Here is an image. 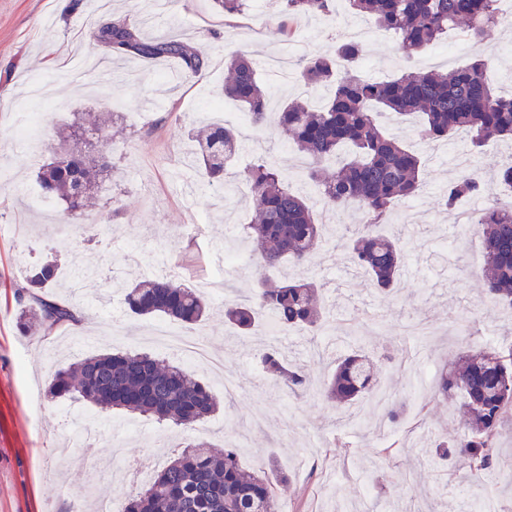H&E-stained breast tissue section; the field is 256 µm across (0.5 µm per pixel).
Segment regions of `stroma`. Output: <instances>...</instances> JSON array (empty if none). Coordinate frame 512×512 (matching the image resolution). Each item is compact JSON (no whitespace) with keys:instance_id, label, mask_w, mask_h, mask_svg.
<instances>
[{"instance_id":"stroma-1","label":"stroma","mask_w":512,"mask_h":512,"mask_svg":"<svg viewBox=\"0 0 512 512\" xmlns=\"http://www.w3.org/2000/svg\"><path fill=\"white\" fill-rule=\"evenodd\" d=\"M333 25L323 18L303 16L291 28L301 51L327 48L332 32L349 25L363 27L367 36L364 66L358 74L383 81L405 71L426 68V55L405 60L398 38L378 32L372 18L353 15L346 0H336ZM275 0H268L262 17L246 14L226 20L211 0H0V224L14 225L0 237V512H92L97 501L125 500L133 487L109 473L90 475L83 454L59 415L60 402L46 395L58 366L79 361L90 352L148 353L165 361L177 356L154 337L166 323L184 335H202L235 385L225 395L204 366L191 371L211 385L220 409L193 428L171 427L155 417L115 412L108 426L97 429V458L116 464L140 462L160 471L193 442L214 450L236 448L240 463L251 470L273 468L286 483L277 487L285 512H512V492L505 484L480 489L466 478L467 462L458 457L436 462L424 452L427 436L440 431L460 433L465 414L458 402L433 394V381L443 366L453 365L465 347H497L512 343V314L485 307L482 272L470 269L481 242L454 243L450 226L454 213L441 204L442 190L454 173L436 161L435 151L470 154L491 172L512 158L501 143L473 152L465 134L447 141L424 139L419 119L390 125L391 133L424 159L423 191L399 200L396 212L412 208L411 226L381 225V234L398 239L403 252L398 290L379 294L366 274H355L334 226H327L328 243L299 272L324 284L320 292L329 310L327 325L312 333L286 329L283 336L249 333L214 317L203 325L140 317L126 304L100 305L103 278L147 276L152 267L169 264L186 285L217 274L218 247L244 238L253 208L244 197L225 199L223 193L198 187L186 195L192 178L185 169L188 133L220 123L225 112L239 111L224 99L228 72L225 44L246 52L270 97L266 133H243L239 164L266 157L282 168L285 183L303 191L313 209L319 196L307 186L296 167L293 146L278 127V112L291 98L318 105L323 90L296 80L281 81L267 66L274 54L290 51ZM121 17L139 22L149 37L179 36L190 40L209 59L197 76L166 81L177 65L170 60L144 61L114 57L100 48L93 35L92 16ZM447 46L456 54L454 66L475 58L488 61L496 88L512 92V31L502 29L490 41L466 40L462 29L449 32ZM111 61L121 76L112 80L97 68ZM223 101L225 112L209 111ZM78 112L112 115L115 166L107 191L82 217L87 229L61 243L60 273L53 296L83 306L80 332L96 337L93 349L64 342L62 331L48 336L23 333L16 323L15 283L28 262L47 251L61 236L60 207L43 205L37 196L36 172L60 146V129ZM115 223H107L109 211ZM276 345L299 359L313 384L330 373L332 357L354 345L365 351L393 355L377 375L376 390H389L404 402L399 421L385 425L384 436L371 434L383 411L371 398L346 409L311 393L294 395L264 376L259 355ZM396 472L398 482L380 488L381 470Z\"/></svg>"}]
</instances>
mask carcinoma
<instances>
[{"mask_svg":"<svg viewBox=\"0 0 512 512\" xmlns=\"http://www.w3.org/2000/svg\"><path fill=\"white\" fill-rule=\"evenodd\" d=\"M284 16H332L334 0H276ZM498 0H348L352 10L373 17L379 28L400 37L399 48L409 60L435 46L448 30L467 25L466 37L480 41L498 23ZM226 17L243 14L247 0H212ZM94 39L119 56L146 60L175 59L182 73L197 75L206 58L188 40L174 37L148 39L134 23L104 20ZM362 44L342 38L324 50L300 60L298 79L306 86L326 87L327 101L319 108L292 99L278 113L279 123L291 137L304 161L305 178L316 188L323 206L344 212L354 206L364 223L346 227L349 250L358 266L381 293L392 291L403 264L398 241L375 234L372 227L393 214L395 203L418 194L425 165L419 155L401 145L378 119L386 114L404 121L416 112L424 115L423 136L448 140L460 131L480 152L489 144L512 139V94L504 95L491 83L481 59L445 70L405 72L388 81H368L354 66ZM224 63L232 73L224 96L240 103L250 114L255 132L263 131L270 95L247 54L224 49ZM67 136L102 144L94 156L80 146L43 164L36 176L40 194L62 206L69 235L77 237L79 219L87 201L98 194L104 176L114 166L111 132L96 112L81 113L68 125ZM190 152L193 176L222 192L238 182L249 186L254 217L247 226L250 251L256 257L260 287L248 300L224 303V319L242 331L250 330L264 312L274 314L280 326L319 330L329 320L317 305L322 284L314 279L271 282L266 273L283 265L306 264L323 243V225L298 190L285 185L281 169L258 158L228 176L239 146V132L210 124L194 137ZM348 146L353 157L327 174L323 163ZM482 179L461 174L448 181L442 201L452 208L462 198L480 194ZM476 230L483 243L486 294L512 310V210L482 211ZM58 263L47 257L26 272L17 292L16 318L33 336H46L64 326H77L82 309L49 297L58 278ZM125 303L135 315H159L199 325L211 311L209 300L177 277H147L120 281ZM264 373L291 393H303L311 382L305 368L271 346L260 354ZM375 383L374 360L355 350L336 360V369L323 383L320 395L336 405H352L370 393ZM54 398L83 399L102 412L123 409L152 415L176 426L191 427L213 415L217 402L210 389L178 364L166 365L146 353H101L60 368L50 384ZM435 394L460 399L468 422L464 432L438 433L431 449L440 459H467L468 481L486 487L496 483L507 468L499 454L505 428L512 429V345L468 348L453 369L443 368L435 380ZM286 476L250 471L240 465L234 448L217 455L208 444L187 445L145 488L129 498L124 512H280L276 484Z\"/></svg>","mask_w":512,"mask_h":512,"instance_id":"obj_1","label":"carcinoma"}]
</instances>
